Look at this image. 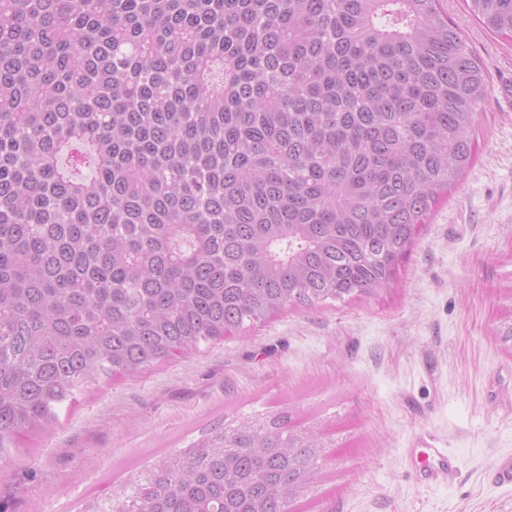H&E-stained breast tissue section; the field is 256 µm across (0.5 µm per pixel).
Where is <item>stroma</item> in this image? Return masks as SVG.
<instances>
[{"label":"stroma","instance_id":"stroma-1","mask_svg":"<svg viewBox=\"0 0 512 512\" xmlns=\"http://www.w3.org/2000/svg\"><path fill=\"white\" fill-rule=\"evenodd\" d=\"M493 86L473 167L375 296L291 307L140 378L77 395L54 431L0 467L6 512H84L219 422L288 410L321 427L323 478L290 512H512V45L442 0ZM459 460L422 482L421 452Z\"/></svg>","mask_w":512,"mask_h":512}]
</instances>
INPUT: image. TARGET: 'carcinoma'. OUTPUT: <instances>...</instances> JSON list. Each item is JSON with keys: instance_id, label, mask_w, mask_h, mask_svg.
Wrapping results in <instances>:
<instances>
[{"instance_id": "1", "label": "carcinoma", "mask_w": 512, "mask_h": 512, "mask_svg": "<svg viewBox=\"0 0 512 512\" xmlns=\"http://www.w3.org/2000/svg\"><path fill=\"white\" fill-rule=\"evenodd\" d=\"M490 94L441 0H0V464L100 379L396 283ZM326 448L218 423L84 512H288Z\"/></svg>"}]
</instances>
